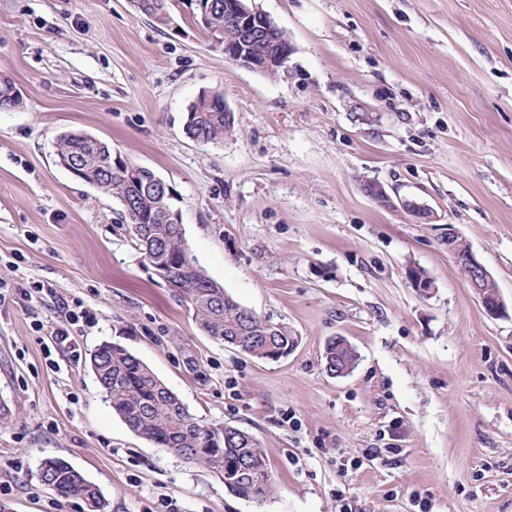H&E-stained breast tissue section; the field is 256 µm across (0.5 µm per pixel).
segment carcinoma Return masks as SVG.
<instances>
[{"label": "carcinoma", "instance_id": "obj_1", "mask_svg": "<svg viewBox=\"0 0 512 512\" xmlns=\"http://www.w3.org/2000/svg\"><path fill=\"white\" fill-rule=\"evenodd\" d=\"M205 14L197 22L205 32L229 28L224 0H204ZM184 131L197 142L217 144L234 132V115L224 111V96L196 98L186 112ZM59 162L87 161L97 167L94 176L80 180L103 193L129 203L123 218L143 259L186 305L201 333L239 348L258 359H280L288 354L289 336L244 308L211 280L191 254L183 225L166 222L147 182L154 171L142 166L137 177L112 159V148L84 132L69 131L56 141ZM89 367L104 400L135 435L185 459L224 475V482L241 498L262 501L273 488L265 455L251 434L230 426L209 425L189 413L180 398L142 360L120 345L104 342L89 354ZM40 479L64 500L78 499L87 512H105L100 489L61 459H47Z\"/></svg>", "mask_w": 512, "mask_h": 512}]
</instances>
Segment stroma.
Here are the masks:
<instances>
[{
  "label": "stroma",
  "mask_w": 512,
  "mask_h": 512,
  "mask_svg": "<svg viewBox=\"0 0 512 512\" xmlns=\"http://www.w3.org/2000/svg\"><path fill=\"white\" fill-rule=\"evenodd\" d=\"M167 4L159 26L131 0H0V75L23 98L0 112V504L85 512L42 484L58 458L107 512H512V0H255L291 46L274 76L213 47L193 0ZM204 90L234 114L218 144L183 132ZM65 131L153 169L207 275L294 350L200 333L120 202L56 164ZM452 229L507 316L462 279ZM65 325L82 360L52 340ZM336 336L356 352L342 376L324 369ZM105 341L255 436L272 494L131 432L85 360Z\"/></svg>",
  "instance_id": "35a3bbf8"
}]
</instances>
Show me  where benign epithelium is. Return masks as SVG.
<instances>
[{
  "label": "benign epithelium",
  "mask_w": 512,
  "mask_h": 512,
  "mask_svg": "<svg viewBox=\"0 0 512 512\" xmlns=\"http://www.w3.org/2000/svg\"><path fill=\"white\" fill-rule=\"evenodd\" d=\"M229 4H231L230 18L233 20L237 41L242 50H235L231 42L222 34L215 33L212 39L218 44H224L225 57L242 67L264 73L281 68L288 58L286 51H266L260 55L250 53L253 41L263 36L272 37L276 26L271 18L258 8L249 5V0H229ZM455 240H457L456 233L453 229H448V252L459 265L462 276L481 301L486 313L492 317L501 315L505 311V304L500 292L496 290L489 294L483 288V284L492 280L490 272L471 251L468 250L464 255H459L455 251Z\"/></svg>",
  "instance_id": "obj_1"
}]
</instances>
